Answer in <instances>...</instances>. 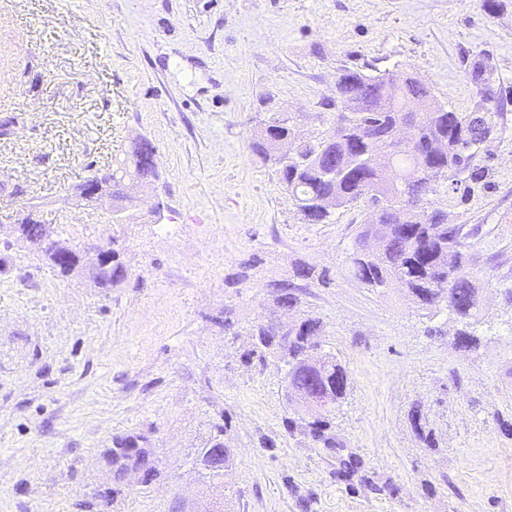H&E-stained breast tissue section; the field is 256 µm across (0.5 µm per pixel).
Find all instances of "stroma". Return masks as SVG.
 Wrapping results in <instances>:
<instances>
[{
    "label": "stroma",
    "mask_w": 512,
    "mask_h": 512,
    "mask_svg": "<svg viewBox=\"0 0 512 512\" xmlns=\"http://www.w3.org/2000/svg\"><path fill=\"white\" fill-rule=\"evenodd\" d=\"M491 74L474 84L470 65ZM406 71L443 107L483 108L490 139L439 180L428 206L478 224L469 270L478 345L445 306L348 272L366 201L303 221L250 149L271 113L336 123L339 69ZM0 512H512V0H0ZM156 149L137 218L77 203L94 174ZM33 206L78 249L114 244L125 278H60L11 227ZM298 314L323 326L348 374L335 447L289 429L278 352L246 361L254 325L282 318L276 282L296 266ZM233 464L196 457L219 426ZM139 434L156 480L117 484L104 451Z\"/></svg>",
    "instance_id": "35a3bbf8"
}]
</instances>
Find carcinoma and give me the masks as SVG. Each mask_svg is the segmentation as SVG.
<instances>
[{"instance_id": "obj_1", "label": "carcinoma", "mask_w": 512, "mask_h": 512, "mask_svg": "<svg viewBox=\"0 0 512 512\" xmlns=\"http://www.w3.org/2000/svg\"><path fill=\"white\" fill-rule=\"evenodd\" d=\"M393 76L392 72L368 76L349 69L340 70L330 105L344 108L354 100L360 101L357 111L346 118L351 133L345 135L333 127L316 137H304L302 115L290 112L284 118L282 113L275 112L255 133L251 150L275 168L280 183L309 224L330 219L331 211L318 204L325 194H339V206L365 197L381 202L376 221L359 226L350 257L352 275L375 289L396 285L420 307L444 303L452 314L466 323L478 318L483 310L481 289L473 282L467 265L468 240L478 234L480 225L450 224L442 211H413L405 205V197L411 194L424 200L440 178L464 171L472 157L470 151L489 139L493 124L484 115L462 116L456 112L452 113L450 122H444L438 113L428 111L431 90L415 77L397 84L396 101L388 105L385 99L394 85ZM406 119L414 125L412 139L400 144L391 139V133ZM287 136L306 145V160L281 163L277 147ZM433 142L444 144V150L429 152V144ZM153 156L154 147L146 140L138 145L137 154L133 155V168L120 164L103 178L112 185L114 212L124 216L132 208L124 189L127 178L134 176L145 183L158 178ZM350 156H360L363 162L349 166L347 158ZM19 231L21 240L37 247L50 228L22 220ZM370 236L386 239L385 251H366L363 243ZM123 274V265L116 254L112 257V274L101 276L98 284L110 288ZM275 288L280 290L276 301L287 307L301 304L299 295L293 292L292 282L285 280L275 284ZM282 334L291 337L286 346L275 344V338ZM252 335L262 340L254 343L246 353L247 358L275 347L288 364L285 379L297 391L311 394L326 390L337 403L345 399L347 374L332 354L325 355L319 371L291 367L294 360L303 356L309 340L322 335L318 319L304 317L286 333L274 323H259ZM304 411L311 415V421L307 422L309 431L324 447H336L334 437L327 434L330 410H314L306 405ZM143 443L145 438L137 434L113 438L105 457L112 466L115 482L121 481L126 469L141 464L151 454ZM231 461V450L217 436L197 454L198 464L214 476Z\"/></svg>"}]
</instances>
